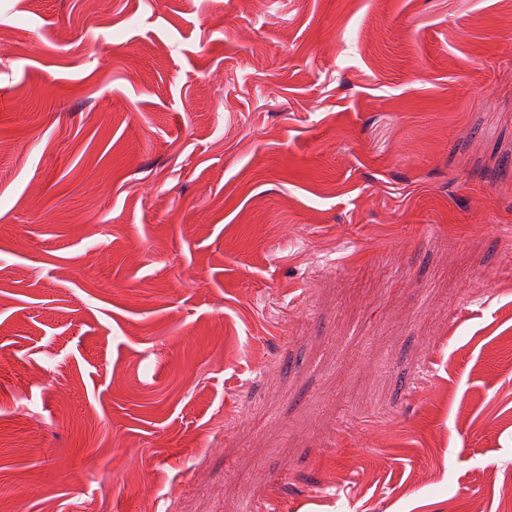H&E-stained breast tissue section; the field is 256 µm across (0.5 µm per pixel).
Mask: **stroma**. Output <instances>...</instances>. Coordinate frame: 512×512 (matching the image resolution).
I'll return each instance as SVG.
<instances>
[{
    "mask_svg": "<svg viewBox=\"0 0 512 512\" xmlns=\"http://www.w3.org/2000/svg\"><path fill=\"white\" fill-rule=\"evenodd\" d=\"M0 502L512 512V0H0Z\"/></svg>",
    "mask_w": 512,
    "mask_h": 512,
    "instance_id": "stroma-1",
    "label": "stroma"
}]
</instances>
